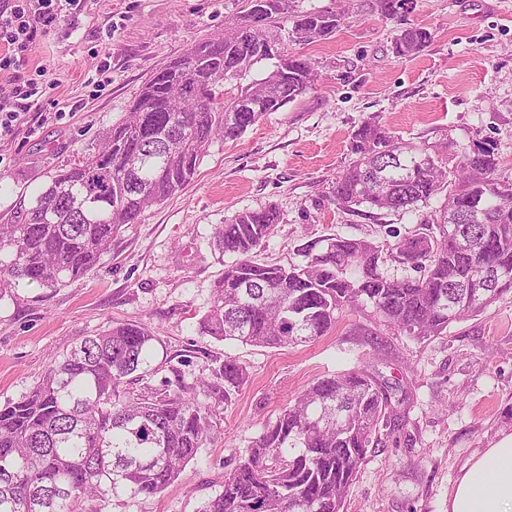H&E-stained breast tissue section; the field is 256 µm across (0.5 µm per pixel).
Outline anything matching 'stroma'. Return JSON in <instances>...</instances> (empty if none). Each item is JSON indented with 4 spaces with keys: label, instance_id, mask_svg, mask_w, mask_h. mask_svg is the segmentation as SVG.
<instances>
[{
    "label": "stroma",
    "instance_id": "1",
    "mask_svg": "<svg viewBox=\"0 0 512 512\" xmlns=\"http://www.w3.org/2000/svg\"><path fill=\"white\" fill-rule=\"evenodd\" d=\"M374 2L293 0L297 13L346 12L330 39L295 48L313 59L314 85L236 141L211 145L194 182L125 225L83 280L55 290L23 284L0 300V405L42 380L54 358L120 322L157 337L151 383L172 365L191 383L229 357L247 370L216 439L178 479L103 512H198L266 422L309 383L365 354L399 381L412 407L398 442L369 449L344 512H448L463 467L512 434V295L426 341L386 333L369 345L367 320L350 308L326 336L296 347L224 342L198 330L225 264L212 246L214 228L237 212L279 210L257 260L284 266L302 263L299 250L311 240L383 242L387 229L415 230L418 217L357 215L331 200L352 159V136L368 118L400 142L454 160L489 141L497 177L512 182V0H416L403 24L382 17ZM243 8V0H84L77 15L40 37L29 65L55 78L45 98L62 114L41 124L29 113L34 132L0 142V214L32 201L56 169L97 151L153 72L221 33L225 18ZM405 24L433 34L410 58L393 51ZM103 61L110 80L97 92L88 79Z\"/></svg>",
    "mask_w": 512,
    "mask_h": 512
}]
</instances>
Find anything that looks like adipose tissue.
I'll list each match as a JSON object with an SVG mask.
<instances>
[{
	"label": "adipose tissue",
	"mask_w": 512,
	"mask_h": 512,
	"mask_svg": "<svg viewBox=\"0 0 512 512\" xmlns=\"http://www.w3.org/2000/svg\"><path fill=\"white\" fill-rule=\"evenodd\" d=\"M448 512H512V435L462 470L448 495Z\"/></svg>",
	"instance_id": "obj_1"
}]
</instances>
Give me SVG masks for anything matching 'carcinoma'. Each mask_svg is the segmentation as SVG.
Listing matches in <instances>:
<instances>
[{
  "label": "carcinoma",
  "mask_w": 512,
  "mask_h": 512,
  "mask_svg": "<svg viewBox=\"0 0 512 512\" xmlns=\"http://www.w3.org/2000/svg\"><path fill=\"white\" fill-rule=\"evenodd\" d=\"M387 19L414 11L415 0H375ZM289 24L287 37L269 22ZM337 11H290L289 0H246L244 13L224 21V33L199 41L155 71L112 128L104 147L56 171L27 207L0 222V299L22 283L65 287L96 266L125 224L183 191L216 139L235 141L266 113L303 94L317 72L312 59L285 43L327 40L342 23ZM432 39L407 27L394 51L412 57ZM268 74L224 89L256 64ZM189 81L193 95L175 84ZM354 159L337 177L332 201L412 214L434 198L411 236L388 230L393 243L327 237L302 248L305 263H259L257 251L280 222L273 207L237 213L215 228L213 243L234 260L213 286L199 331L220 341L266 348L310 343L357 308L377 326L419 341L477 315L512 293L490 276L472 288L476 267L512 273V182L495 177L493 145L482 142L450 168L426 151L398 142L370 118L355 131ZM479 205L474 224H459L467 249L448 239L453 213ZM398 263L406 275L383 271ZM156 336L117 323L86 338L54 362L19 400L0 406V512H87L122 496L161 493L218 431L232 390L248 378L227 358L211 379L172 376L156 386L147 376ZM203 388L208 401L197 399ZM362 360L322 377L267 422L199 512H343L345 497L381 430L403 418L410 396Z\"/></svg>",
  "instance_id": "cac0c4a2"
}]
</instances>
